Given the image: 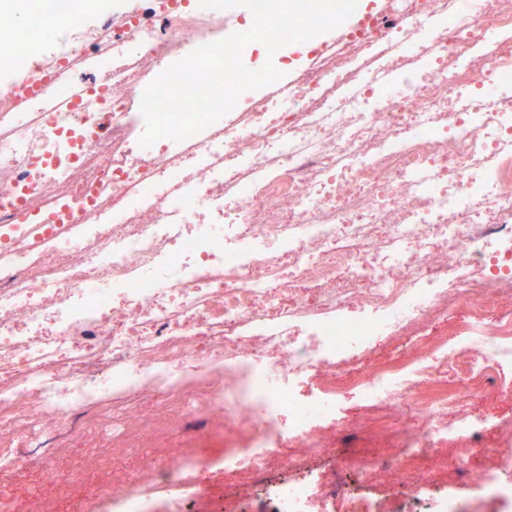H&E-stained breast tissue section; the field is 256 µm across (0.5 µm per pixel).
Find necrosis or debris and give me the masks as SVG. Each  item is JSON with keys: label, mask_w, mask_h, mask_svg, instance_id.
<instances>
[{"label": "necrosis or debris", "mask_w": 512, "mask_h": 512, "mask_svg": "<svg viewBox=\"0 0 512 512\" xmlns=\"http://www.w3.org/2000/svg\"><path fill=\"white\" fill-rule=\"evenodd\" d=\"M29 8L38 31L66 40L21 44L14 0H0V64L37 88L0 90V454L13 477L56 456L44 439L69 412L108 406L117 447L152 450L133 474H104L119 512H141L134 486L180 480L187 461L167 438L193 421L223 437V474L241 492L293 473L268 488L272 512H307L297 473L352 431L392 450L361 458L368 482L393 487L432 448L426 482L512 500V481L464 467L487 452L481 422L451 419L512 364V320L494 305L496 287L512 288V113L470 74L478 57L512 84V53L485 48L512 30V0L465 13L457 0H410L401 14L384 2L335 48L312 44L287 105L237 102L186 150L162 138L147 153L130 132L144 90L223 39V13L199 0ZM447 12L459 19L434 33L427 78L379 96L365 64ZM90 63L69 105L68 79ZM289 266L337 313L306 316L303 336L268 319ZM451 310L462 316L449 335L418 338ZM243 321L252 335L236 333ZM349 387L364 402L351 430L334 418ZM155 395L158 412L144 404ZM322 482L317 512H367L342 475Z\"/></svg>", "instance_id": "obj_1"}]
</instances>
